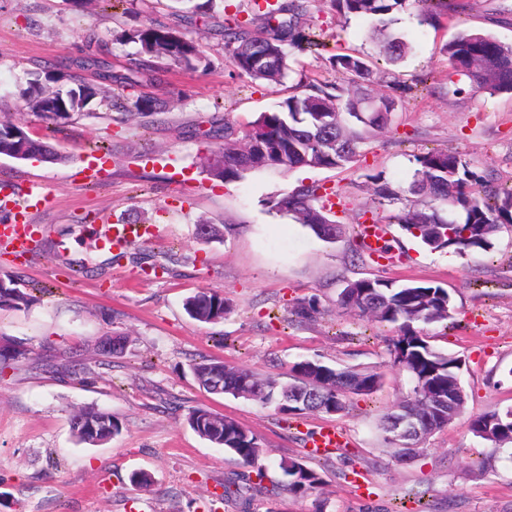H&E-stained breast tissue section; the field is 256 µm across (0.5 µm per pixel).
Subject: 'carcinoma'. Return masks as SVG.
Instances as JSON below:
<instances>
[{
    "label": "carcinoma",
    "instance_id": "cac0c4a2",
    "mask_svg": "<svg viewBox=\"0 0 512 512\" xmlns=\"http://www.w3.org/2000/svg\"><path fill=\"white\" fill-rule=\"evenodd\" d=\"M312 0H287L273 5L253 0V9L266 20L265 30L257 33L247 23L227 20L216 30L241 75L256 82L281 85L289 71L287 47L294 46L320 53L326 49L322 38L298 29ZM341 16H363L379 21L372 29L381 39L384 57L392 65L406 56L409 45L391 31L395 14L408 12L419 27L437 28L448 21L451 0H330ZM127 39L139 45L134 67L115 71L107 46L95 35L86 36L85 56L78 66L93 70L104 81L134 89L160 79L170 61L194 68L204 59L202 46L177 35L171 28L147 22L131 30ZM448 62L464 72L476 91L512 94V43L501 42L488 33L464 31L443 47ZM331 69L344 82L327 84L311 79L299 81L297 91L283 98L276 108L263 112L246 129L226 122L207 134L209 140L205 171L226 183L244 179L263 170L289 173L300 168L342 169L360 161L363 146L384 129L396 111V102L387 95L373 96L358 80L371 74L369 60L360 54L343 53L330 57ZM101 93L98 85L84 82L76 88L48 87L32 82L27 89L29 109L51 123L67 120L84 112ZM127 117L155 108L148 95H139L132 105L120 100L111 103ZM0 155L19 160L41 158L65 163L69 156L53 145L30 137L11 120H0ZM419 168L405 190L413 196L402 210L386 216L432 251H448L460 256L487 253L495 247L502 230L512 228V188H493L479 179L460 155L453 152H429L417 158ZM336 192L312 182L300 184L282 197L269 201L271 208L290 216L318 238L332 242L341 233L330 197ZM33 302L27 284L17 278L0 277V308L25 309ZM337 308L353 312L378 323L393 324L398 334L389 344L393 362L409 376L410 396L385 413L380 420L383 433L395 415H420L426 411L425 392L440 401L442 417H432L429 432L448 426V420L463 413L467 395L459 381L461 359L447 355L428 340L424 326L454 321L455 309L448 290L433 283L396 284L382 278H362L345 282L336 300ZM185 308L202 323L224 319L230 309L224 295L199 291L188 297ZM25 343L0 336V372L28 358ZM198 385L212 394L238 398L264 407L275 406L281 414H305L299 406H284L288 394L317 388L322 392L320 412L339 414L346 410L353 395H369L383 384V375L375 371L337 370L318 361L295 364L288 384L274 377L230 366L222 360H202L191 366ZM188 425L202 438L238 456L255 474L242 477L245 484L261 485L264 472L258 465L263 454L259 439L238 421L203 407L191 410ZM76 439L97 445L121 433V423L109 412L87 408L71 419ZM468 426L476 436L498 446L512 444V408L492 409L470 416ZM288 476V491L295 496L316 494L322 485L320 473L299 461L282 463Z\"/></svg>",
    "mask_w": 512,
    "mask_h": 512
}]
</instances>
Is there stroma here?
<instances>
[{"instance_id": "stroma-1", "label": "stroma", "mask_w": 512, "mask_h": 512, "mask_svg": "<svg viewBox=\"0 0 512 512\" xmlns=\"http://www.w3.org/2000/svg\"><path fill=\"white\" fill-rule=\"evenodd\" d=\"M456 2L439 29L399 14L392 28L412 48L390 65L370 37V19L342 18L329 0H314L301 24L323 35L325 53L290 49L284 85L268 86L242 76L214 36L228 18L261 27L251 0H216L209 18L194 23L175 0H99L80 11L71 0H0V103L31 137L70 157L51 164L0 156V197L40 184L24 217L36 249L18 257L0 245V277L20 275L40 290L26 310H0V334L30 349L0 374V512H312V498L285 486L280 463L290 459L320 472L324 512H512V446L495 447L468 427L469 414L512 407V233H500L490 252L463 258L430 250L394 224V261L355 254L365 212L391 211L376 188L402 191L427 152L458 153L475 173L512 186V94L474 91L441 51L463 30L511 43L512 0ZM148 21L193 38L205 55L193 69L171 65L149 87L156 111L126 120L110 100L134 92L117 85L87 115L57 124L28 110L22 91L31 74L68 87L90 78L72 65L85 53V33L108 42L119 71L136 52L126 34ZM339 48L367 55L372 89L398 101L361 161L228 184L207 174L204 131L255 120L300 78L335 81L328 57ZM91 163L98 178L88 184L81 173ZM313 181L336 190L344 209L336 242L269 207ZM117 222L150 230L118 259L102 246L105 228ZM200 223L224 227L223 240L199 239ZM372 275L441 285L455 308L453 324L429 325L428 333L437 350L463 362L466 413L410 456H398L379 428L410 388L388 352L395 329L336 307L344 280ZM201 290L231 299L223 321L187 314L186 298ZM308 300L316 313L296 318L294 303ZM119 335L127 339L122 354L98 351L100 339ZM204 357L282 382L292 365L311 360L377 371L384 383L344 413L291 418L205 392L190 371ZM87 407L112 412L121 433L101 445L78 443L70 418ZM195 407L232 417L258 437L266 477L248 506L220 500L225 479L245 468L191 429L186 416ZM328 424L343 432V444L311 457L307 438ZM138 470L151 474L150 489L131 483Z\"/></svg>"}]
</instances>
